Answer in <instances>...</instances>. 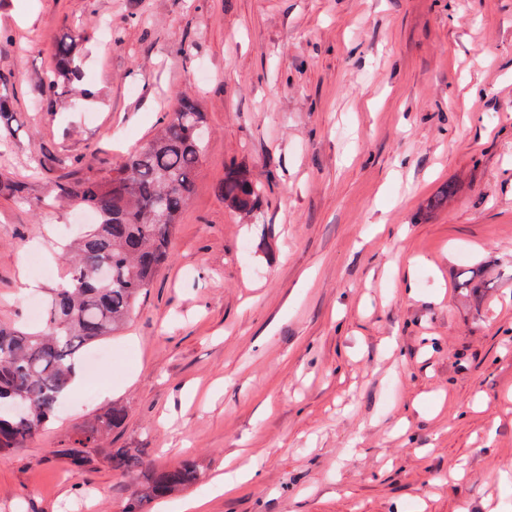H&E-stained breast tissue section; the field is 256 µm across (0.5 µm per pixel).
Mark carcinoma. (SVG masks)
Returning a JSON list of instances; mask_svg holds the SVG:
<instances>
[{
	"mask_svg": "<svg viewBox=\"0 0 512 512\" xmlns=\"http://www.w3.org/2000/svg\"><path fill=\"white\" fill-rule=\"evenodd\" d=\"M85 32L74 30L56 40L54 74L41 87L53 105L60 89L76 78L73 66ZM206 116L195 98L181 94L164 113L155 133L120 162L93 176L61 178L53 201L97 215V223L75 240L69 277L54 289L52 311L39 331L0 323V452L22 448L38 435L59 408L72 379V366L84 347L103 341L129 320L159 269L169 259L175 226L191 198L207 147ZM224 203L234 213L253 212L261 196L259 184L243 168L224 174L219 185ZM112 269V280L100 283L93 269ZM127 410L114 406L80 429L72 460L81 463L85 449L121 427ZM121 476L143 478L136 498L155 500L191 486L197 466L154 470L137 448H118L109 456Z\"/></svg>",
	"mask_w": 512,
	"mask_h": 512,
	"instance_id": "carcinoma-1",
	"label": "carcinoma"
}]
</instances>
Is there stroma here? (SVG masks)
Instances as JSON below:
<instances>
[{
  "label": "stroma",
  "mask_w": 512,
  "mask_h": 512,
  "mask_svg": "<svg viewBox=\"0 0 512 512\" xmlns=\"http://www.w3.org/2000/svg\"><path fill=\"white\" fill-rule=\"evenodd\" d=\"M87 33L55 111L42 79ZM0 322L65 279L59 177L119 163L183 92L209 140L170 258L43 431L0 455V512H126L141 449L200 478L145 512H512V0H0ZM232 166L263 187L239 215ZM445 209L427 213L444 185ZM43 253L51 275L28 254ZM487 287L462 295L457 276ZM124 426L74 465L77 430ZM254 477L216 493L225 461ZM126 417L127 410L124 407L112 406L99 415L93 424L78 431L73 448H98V441L112 430L120 428Z\"/></svg>",
  "instance_id": "stroma-1"
}]
</instances>
